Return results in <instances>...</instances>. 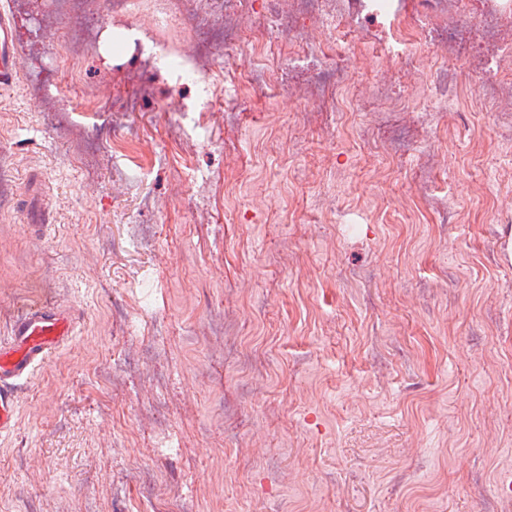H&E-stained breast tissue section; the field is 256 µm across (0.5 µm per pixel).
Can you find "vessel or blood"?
<instances>
[{"label": "vessel or blood", "instance_id": "vessel-or-blood-1", "mask_svg": "<svg viewBox=\"0 0 512 512\" xmlns=\"http://www.w3.org/2000/svg\"><path fill=\"white\" fill-rule=\"evenodd\" d=\"M13 76L11 30L0 18V86ZM74 331L72 314L57 306H30L13 322L9 341L0 343V435L11 433L16 426L19 381L69 341Z\"/></svg>", "mask_w": 512, "mask_h": 512}]
</instances>
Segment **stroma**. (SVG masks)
I'll return each instance as SVG.
<instances>
[{
  "label": "stroma",
  "mask_w": 512,
  "mask_h": 512,
  "mask_svg": "<svg viewBox=\"0 0 512 512\" xmlns=\"http://www.w3.org/2000/svg\"><path fill=\"white\" fill-rule=\"evenodd\" d=\"M167 3L215 33L204 85L119 40L146 2L0 0V342L77 318L17 389L0 512H512V110L481 92L512 93V0H330V51L300 0ZM11 30L4 18H0V86L12 81L14 76Z\"/></svg>",
  "instance_id": "stroma-1"
}]
</instances>
